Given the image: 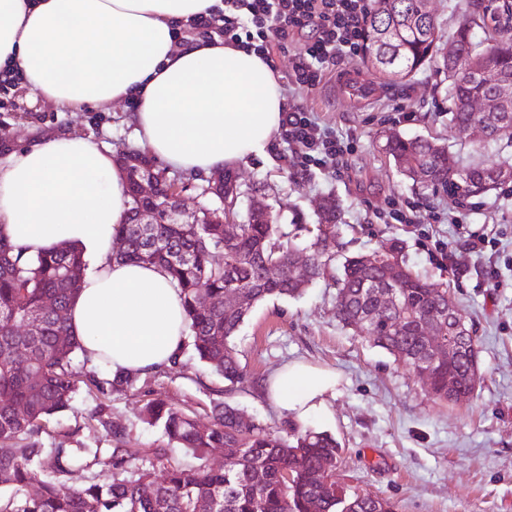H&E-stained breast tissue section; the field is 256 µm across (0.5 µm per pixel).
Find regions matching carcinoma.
Returning <instances> with one entry per match:
<instances>
[{
  "label": "carcinoma",
  "mask_w": 512,
  "mask_h": 512,
  "mask_svg": "<svg viewBox=\"0 0 512 512\" xmlns=\"http://www.w3.org/2000/svg\"><path fill=\"white\" fill-rule=\"evenodd\" d=\"M466 22L442 42L434 15L423 0H374L366 19L363 64L388 85L406 81L424 65L441 58L448 78L446 97L451 120L458 126L483 125L480 141L498 139L492 113L476 112L473 101L491 99L492 89L466 75L489 57L512 82V25L495 23L499 11L512 15V0H470ZM484 31L480 37L474 29ZM385 149L396 166L426 188L447 191L460 205L498 186L492 168L462 167L445 146L427 140L389 136ZM199 224H155L147 238L134 225L122 223L114 236L127 241L115 259L162 266L183 294L189 339L198 360L224 377L227 390L246 382L235 345L247 313L229 303V294L245 291L254 303L294 297L302 289L288 278L269 281L264 265L288 267L295 250L291 232L276 220L253 213L248 200L243 223L229 234L226 224H209L216 202L201 187ZM340 213L333 199L324 200L318 224H293L296 231L313 233L309 257L315 267L310 281L324 276L336 248ZM87 269L83 251L61 243L31 258L14 253L0 235V512H394L391 502L371 494L346 496L336 485L340 443L335 436L312 429L282 433L260 422L244 423L228 402L212 407L211 421L200 426L184 409L160 399H148L141 419L162 429L174 448L198 460L195 465L170 464L158 479L137 464L139 451L124 446L126 429L108 425L115 445L109 449L112 475L80 488L66 477L82 465L77 449L62 444L41 446L42 422L64 411L78 383L121 394L138 380L135 372H116L101 379L91 367L78 379L74 359L85 354L69 331L67 320L43 316L48 297L69 307ZM336 315L345 327H357L373 344L386 350L410 370L420 367L434 342L448 337V318L436 319L447 290L435 288L413 272L395 286L399 305L386 315L368 317L375 307L370 289H381V266L364 257L342 263L336 279ZM479 360L475 337L461 343L458 356L444 366L429 368L430 392L448 400V369L456 374L455 401L473 393L468 371ZM222 448L227 464H208L211 449ZM45 472L41 478L38 473Z\"/></svg>",
  "instance_id": "carcinoma-1"
}]
</instances>
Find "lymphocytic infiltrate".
<instances>
[{
    "mask_svg": "<svg viewBox=\"0 0 512 512\" xmlns=\"http://www.w3.org/2000/svg\"><path fill=\"white\" fill-rule=\"evenodd\" d=\"M372 6L373 0H224L223 9L199 16L191 30L270 63L275 55L270 31L285 37L312 28L314 37L288 77L295 91L311 90L320 85L327 65L360 53ZM280 134L306 166L326 165L344 152L343 139L323 131L295 96L284 108Z\"/></svg>",
    "mask_w": 512,
    "mask_h": 512,
    "instance_id": "lymphocytic-infiltrate-1",
    "label": "lymphocytic infiltrate"
}]
</instances>
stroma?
Returning a JSON list of instances; mask_svg holds the SVG:
<instances>
[{
    "label": "stroma",
    "mask_w": 512,
    "mask_h": 512,
    "mask_svg": "<svg viewBox=\"0 0 512 512\" xmlns=\"http://www.w3.org/2000/svg\"><path fill=\"white\" fill-rule=\"evenodd\" d=\"M367 75L361 57L346 56L330 67L317 89L299 94L322 128L347 138L333 163L302 167L281 136L260 153L232 166L242 192L259 196L280 212L282 223L313 224L324 197L341 207L342 256H374L398 239L408 266L447 288L480 349L482 375L460 404L434 399L424 381L336 318L332 278L318 280L299 297L255 305L236 342L250 377L226 391L224 380L184 345L177 364L142 377L126 393L104 395L80 389L70 406L46 421L43 447L108 448L104 422L125 426L128 447L141 449L155 475L163 465L152 451L167 446L161 429L139 418L147 398L192 411L209 420L214 403L229 402L247 418L285 427L289 420L265 394L268 378L282 365L302 360L336 371L341 383L330 399V420L312 419L311 429L333 434L341 444L336 482L345 494L388 499L395 512H512V181L484 198L457 205L446 193L425 189L397 169L384 144L388 136L422 137L447 144L463 163L497 166L506 149L488 146L448 119L445 75L430 63L403 86L378 85L379 97L363 104L338 86L340 72ZM133 109L122 103L103 110H63L19 84L0 86V152L58 133L96 141L120 154L139 148ZM414 205L418 224L384 222L390 204ZM451 212L462 225L432 224L429 216ZM492 244L475 253L468 235ZM447 243L452 259L441 263L436 246Z\"/></svg>",
    "instance_id": "stroma-1"
}]
</instances>
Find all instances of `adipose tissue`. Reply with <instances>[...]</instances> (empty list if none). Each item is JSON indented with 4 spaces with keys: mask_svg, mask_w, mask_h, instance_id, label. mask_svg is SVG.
Masks as SVG:
<instances>
[{
    "mask_svg": "<svg viewBox=\"0 0 512 512\" xmlns=\"http://www.w3.org/2000/svg\"><path fill=\"white\" fill-rule=\"evenodd\" d=\"M219 0H0V70L67 109L137 104V134L172 168L209 175L244 161L276 132L284 102L272 68L252 53L182 39ZM129 208L111 150L57 134L0 160V235L26 255L68 241L88 261L67 322L88 358L147 374L188 334L183 296L157 265L112 258ZM335 372L278 369L270 398L304 425L328 410Z\"/></svg>",
    "mask_w": 512,
    "mask_h": 512,
    "instance_id": "ef3b65f1",
    "label": "adipose tissue"
}]
</instances>
